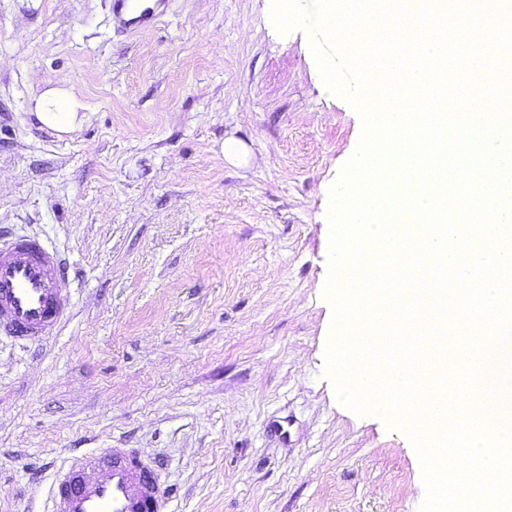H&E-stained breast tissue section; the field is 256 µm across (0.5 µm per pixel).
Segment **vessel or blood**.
I'll return each mask as SVG.
<instances>
[{
	"label": "vessel or blood",
	"instance_id": "b4317fda",
	"mask_svg": "<svg viewBox=\"0 0 512 512\" xmlns=\"http://www.w3.org/2000/svg\"><path fill=\"white\" fill-rule=\"evenodd\" d=\"M169 0H111L128 29L154 26ZM66 262L36 237L0 232V334L32 342L56 335L71 313ZM161 464L133 448L69 457L50 487L51 512H173Z\"/></svg>",
	"mask_w": 512,
	"mask_h": 512
}]
</instances>
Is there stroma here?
<instances>
[{
    "instance_id": "35a3bbf8",
    "label": "stroma",
    "mask_w": 512,
    "mask_h": 512,
    "mask_svg": "<svg viewBox=\"0 0 512 512\" xmlns=\"http://www.w3.org/2000/svg\"><path fill=\"white\" fill-rule=\"evenodd\" d=\"M274 0H0V226L59 248L72 314L0 337V512H49L76 450L159 459L175 512H420L407 432L327 371L330 192L360 114ZM86 118L33 114L44 79ZM249 149L233 166L226 138ZM112 17L131 30L152 27L168 10V0H110Z\"/></svg>"
}]
</instances>
